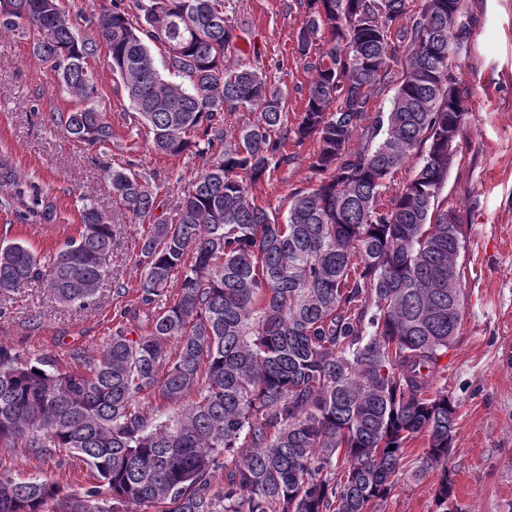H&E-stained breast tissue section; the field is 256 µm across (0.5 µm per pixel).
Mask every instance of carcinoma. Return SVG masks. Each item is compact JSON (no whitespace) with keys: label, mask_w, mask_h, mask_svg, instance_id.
<instances>
[{"label":"carcinoma","mask_w":512,"mask_h":512,"mask_svg":"<svg viewBox=\"0 0 512 512\" xmlns=\"http://www.w3.org/2000/svg\"><path fill=\"white\" fill-rule=\"evenodd\" d=\"M413 2L300 0L297 53L323 39L328 48L308 63L293 133L315 142L322 179L293 192L281 219L252 191L288 162L283 95L246 60L225 64L240 36L224 0H112L82 37L59 0H0V34L31 37L78 99L59 118L74 141L112 144L107 114L90 105L103 45L154 148L205 160L174 218L141 241L144 334L119 324L96 352L72 351L77 367L64 372L0 344V444L37 457L67 448L100 482L62 497L45 476H0V512H369L420 435L429 446L416 473L440 472L436 512H448L457 405L435 385L459 333L464 233L442 192L466 112L452 60L471 31L466 0ZM398 61L390 107L370 121ZM243 104L253 122L225 127ZM411 160L414 176L382 202ZM104 172L130 223L154 219L155 193L134 164ZM0 188L18 223L67 228L45 188L3 154ZM80 202L78 237L57 254L0 243V295L40 279L61 304L92 302L115 230L89 197Z\"/></svg>","instance_id":"obj_1"}]
</instances>
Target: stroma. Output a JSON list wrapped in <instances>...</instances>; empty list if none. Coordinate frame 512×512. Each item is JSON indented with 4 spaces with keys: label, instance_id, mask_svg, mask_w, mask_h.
Listing matches in <instances>:
<instances>
[{
    "label": "stroma",
    "instance_id": "obj_1",
    "mask_svg": "<svg viewBox=\"0 0 512 512\" xmlns=\"http://www.w3.org/2000/svg\"><path fill=\"white\" fill-rule=\"evenodd\" d=\"M225 12L241 37L239 52L228 53L227 64L248 59L282 90L288 119L296 121L312 79L296 51L305 7L298 0H225ZM466 14L472 22L469 48L454 72L467 93V114L444 188L464 226L462 318L437 381L458 406L448 507L450 512H512V0H466ZM95 70L92 103L107 113L113 130L106 152L59 132L53 117L72 109L71 98L54 72L33 56L27 38L0 35V152L18 173L46 187L66 220L76 221L78 200L86 195L115 226L110 273L87 308L53 301L37 281L0 296V344L29 358L52 356L63 371L72 366L71 351H95L117 324L133 338L144 329L140 320L120 312L138 302L144 271L139 243L149 227L128 223L101 162L135 164L153 185L159 221L171 220L184 176L202 166L190 153L171 157L153 150L148 126L133 116L108 66L107 50H99ZM314 150L312 142L287 140L289 162L255 185L256 203L283 209L293 192L317 183L310 169ZM67 236L64 230L15 222L11 213L0 211V239L24 242L38 255L61 247ZM118 283L123 293H115ZM427 448L423 436L409 443L404 476L372 512H436L438 472L414 473ZM0 475L18 482L45 475L65 495L96 483L86 463L66 448L39 458L29 449L0 445Z\"/></svg>",
    "mask_w": 512,
    "mask_h": 512
}]
</instances>
